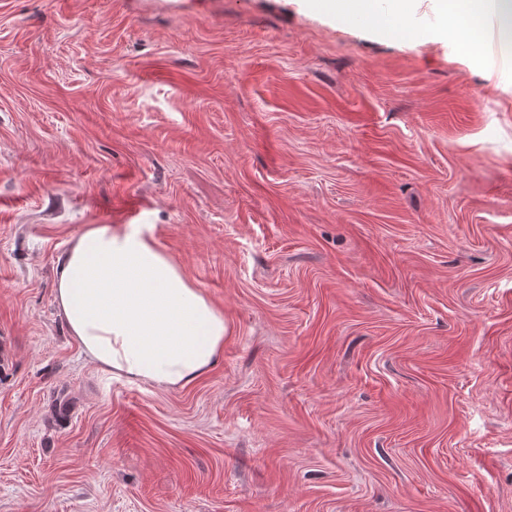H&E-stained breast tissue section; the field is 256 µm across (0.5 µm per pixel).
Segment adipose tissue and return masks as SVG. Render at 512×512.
<instances>
[{"label": "adipose tissue", "instance_id": "obj_1", "mask_svg": "<svg viewBox=\"0 0 512 512\" xmlns=\"http://www.w3.org/2000/svg\"><path fill=\"white\" fill-rule=\"evenodd\" d=\"M340 19L366 20L395 41L419 39L420 0H310ZM437 35L471 56L500 0H431ZM54 301L83 353L109 374L163 387L209 370L224 350V314L161 250L147 224L85 225L58 259Z\"/></svg>", "mask_w": 512, "mask_h": 512}]
</instances>
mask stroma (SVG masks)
<instances>
[{"label":"stroma","mask_w":512,"mask_h":512,"mask_svg":"<svg viewBox=\"0 0 512 512\" xmlns=\"http://www.w3.org/2000/svg\"><path fill=\"white\" fill-rule=\"evenodd\" d=\"M419 17L0 0V512H512V45ZM130 202L224 313L181 387L54 302Z\"/></svg>","instance_id":"1"}]
</instances>
